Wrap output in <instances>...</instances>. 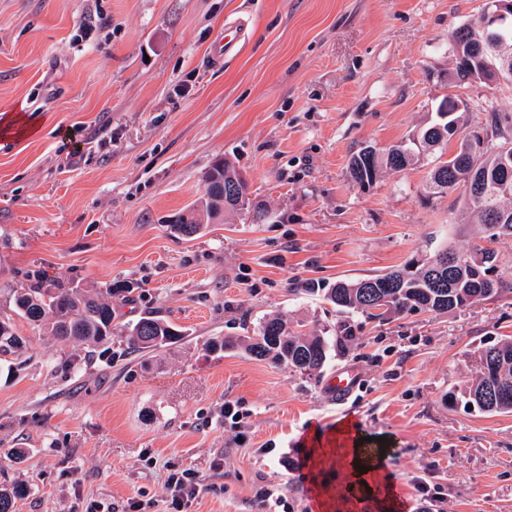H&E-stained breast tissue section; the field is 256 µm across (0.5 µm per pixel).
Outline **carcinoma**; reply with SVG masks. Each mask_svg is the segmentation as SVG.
Here are the masks:
<instances>
[{
	"instance_id": "carcinoma-1",
	"label": "carcinoma",
	"mask_w": 512,
	"mask_h": 512,
	"mask_svg": "<svg viewBox=\"0 0 512 512\" xmlns=\"http://www.w3.org/2000/svg\"><path fill=\"white\" fill-rule=\"evenodd\" d=\"M480 33L471 25H461L450 33L452 43L462 46L450 74L452 84L471 83V71L479 57ZM484 133L485 146L460 144L448 159L431 169L426 188L433 193L460 191L470 214L479 226L486 247L458 252L449 245L425 258H411L398 269L357 280H338L326 288L310 283L305 292L329 303L340 315L338 330L347 337L349 321L361 314L368 319L405 312L448 314L458 312L477 300L496 299L512 290V278L499 270V252L494 245L512 240V120H503L493 110L477 122ZM466 140L460 117L439 112L437 119L418 137V145L430 150L444 147L453 136ZM413 148L403 142L385 150L362 147L353 154L349 173L360 187L376 183L385 169L401 172L410 165ZM204 195L194 212L176 215L171 225L182 236L198 234L201 218L214 219L224 212V187L237 183L238 194L249 195L247 181L227 160L215 162L204 174ZM17 313L33 325L46 323L52 335L63 341L97 344L112 334V301L102 300L79 289L49 290L35 285L15 295ZM180 336L169 321L146 315L129 328V348L154 351ZM336 337L322 330L306 334L291 329L281 316L260 322L258 335L235 341L215 340L210 347L244 350L255 360L284 364L301 373L320 370L328 359ZM24 344L11 322L0 320V355L10 354ZM484 365L458 401L484 413H512V338L486 346L480 353ZM27 494L23 486L0 491V512H13L15 500Z\"/></svg>"
}]
</instances>
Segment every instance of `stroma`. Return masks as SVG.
<instances>
[{"label":"stroma","mask_w":512,"mask_h":512,"mask_svg":"<svg viewBox=\"0 0 512 512\" xmlns=\"http://www.w3.org/2000/svg\"><path fill=\"white\" fill-rule=\"evenodd\" d=\"M484 0H0V318L25 345L0 358V490L14 512H77L96 501L169 512L170 472H196L189 512H378L346 476L307 465L313 433L353 417L386 440L401 512H512V413L449 403L479 352L512 337V292L449 315L354 317L322 369L302 374L241 350L267 315L335 330L312 280L358 279L441 242L477 244L456 192L424 185L433 151L356 185L349 161L420 132L445 96L512 117V83L456 87L450 32ZM240 50H210L234 20ZM229 160L262 220L240 210L187 238L169 217ZM111 296L112 336L62 342L15 312L17 292ZM182 330L155 351L128 347L146 314ZM357 373L336 399V370ZM240 405L238 425L225 402Z\"/></svg>","instance_id":"obj_1"}]
</instances>
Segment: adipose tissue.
<instances>
[{"label":"adipose tissue","instance_id":"obj_1","mask_svg":"<svg viewBox=\"0 0 512 512\" xmlns=\"http://www.w3.org/2000/svg\"><path fill=\"white\" fill-rule=\"evenodd\" d=\"M359 441V434L347 421L339 423L330 437L315 435L314 467L330 464L344 470L350 476L352 486L377 496L382 512H399L401 504L394 493L391 478L384 470L381 450L362 448Z\"/></svg>","mask_w":512,"mask_h":512}]
</instances>
